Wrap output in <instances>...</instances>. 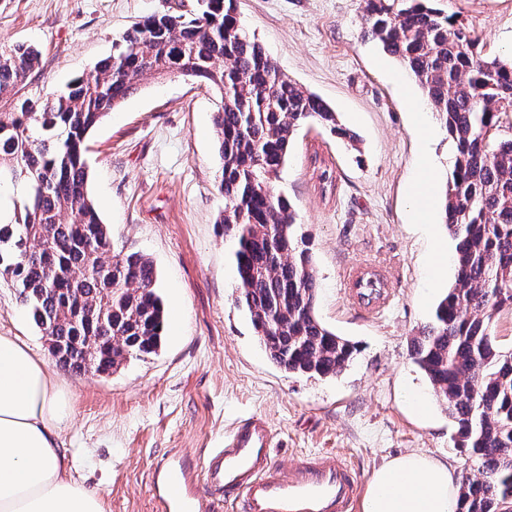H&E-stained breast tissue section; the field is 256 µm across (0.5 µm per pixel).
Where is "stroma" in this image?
Segmentation results:
<instances>
[{
    "label": "stroma",
    "mask_w": 512,
    "mask_h": 512,
    "mask_svg": "<svg viewBox=\"0 0 512 512\" xmlns=\"http://www.w3.org/2000/svg\"><path fill=\"white\" fill-rule=\"evenodd\" d=\"M481 39L487 55H512V0H436ZM165 0H0V47L42 50L27 95L60 91L115 49L134 22L164 12ZM237 14L278 67L321 96L358 142L319 126L302 128L273 182L311 240L316 314L361 347L333 377L297 375L268 358L247 310L236 302L231 245L217 222L224 208L213 90L178 74L147 76L89 133L88 192L112 232L114 250L137 251L158 271L169 309L157 353L91 377L59 370L68 399L61 439L75 478L102 495L105 512H160L153 473L167 454L200 468L241 420L258 415L283 466L325 451L350 460L362 478L412 451L448 463L455 476L476 467L457 446V425L410 355L453 281L433 254H454L442 222L416 223L411 191L423 160L446 186L451 138L422 89L381 46L363 38L361 0H236ZM428 125L420 127L418 113ZM335 182L319 189L312 155ZM387 268L389 304L368 313L350 304L345 272ZM0 335L25 339L43 359L46 337L0 277ZM427 410L409 409L412 395Z\"/></svg>",
    "instance_id": "obj_1"
}]
</instances>
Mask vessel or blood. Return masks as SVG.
<instances>
[{"label":"vessel or blood","mask_w":512,"mask_h":512,"mask_svg":"<svg viewBox=\"0 0 512 512\" xmlns=\"http://www.w3.org/2000/svg\"><path fill=\"white\" fill-rule=\"evenodd\" d=\"M371 274L358 266L348 272L349 296L367 311L384 307L391 296L390 288L366 287ZM272 446L267 421L253 416L209 451L202 482L174 458L163 460L161 512H212L225 499L236 501L240 512H354L360 474L342 455L325 452L285 468L272 463Z\"/></svg>","instance_id":"vessel-or-blood-1"}]
</instances>
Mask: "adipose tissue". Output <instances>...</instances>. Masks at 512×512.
<instances>
[{
    "label": "adipose tissue",
    "instance_id": "obj_1",
    "mask_svg": "<svg viewBox=\"0 0 512 512\" xmlns=\"http://www.w3.org/2000/svg\"><path fill=\"white\" fill-rule=\"evenodd\" d=\"M66 403L55 373L17 336H0V512H104L103 498L78 482L63 448ZM447 463L420 452L376 468L362 512H457Z\"/></svg>",
    "mask_w": 512,
    "mask_h": 512
}]
</instances>
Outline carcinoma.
<instances>
[{
	"instance_id": "obj_1",
	"label": "carcinoma",
	"mask_w": 512,
	"mask_h": 512,
	"mask_svg": "<svg viewBox=\"0 0 512 512\" xmlns=\"http://www.w3.org/2000/svg\"><path fill=\"white\" fill-rule=\"evenodd\" d=\"M430 0H363V34L378 40L423 90L455 144L444 224L457 240L454 282L412 356L458 425L459 447L478 462L462 479L458 512H501L512 495V352L489 332L512 309V60L482 54L477 38ZM121 45L56 95L24 94L38 46L0 49V185L23 189L0 223V274L40 331L55 362L75 373L112 369L161 347L168 317L153 261L112 251V234L87 188L85 140L138 89L145 75L209 73L222 161L218 224L233 245L236 301L246 307L270 360L294 374L340 373L356 343L316 315L317 275L293 206L272 181L297 131L317 124L350 143L321 97L303 90L235 14L234 0L166 11L127 29Z\"/></svg>"
}]
</instances>
